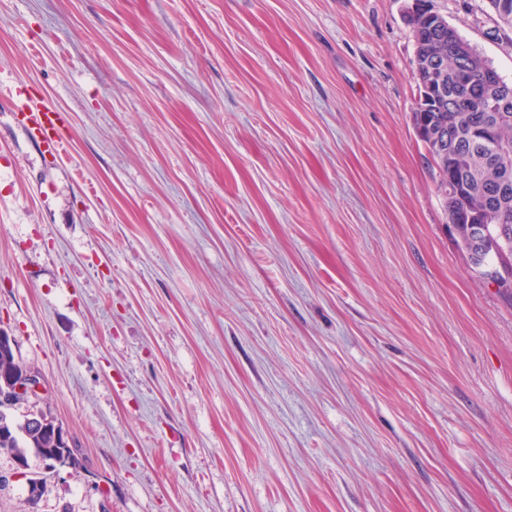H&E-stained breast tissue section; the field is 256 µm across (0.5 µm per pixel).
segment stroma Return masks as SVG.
I'll return each mask as SVG.
<instances>
[{"label":"stroma","mask_w":512,"mask_h":512,"mask_svg":"<svg viewBox=\"0 0 512 512\" xmlns=\"http://www.w3.org/2000/svg\"><path fill=\"white\" fill-rule=\"evenodd\" d=\"M411 0H0V330L81 461L0 512H512V304L412 112ZM512 80L488 0H427ZM11 109L17 126L45 154L56 157L64 152L67 137L64 112L53 107L32 106L20 91H16ZM462 222L463 221H461V220H454L453 222L450 223V224H460L459 235L455 237L457 244H458L459 248L461 249V251L463 252V250H464L463 242H464L465 236H466L467 224H473V226L471 227V229L469 231V236L472 241V248L467 253L466 259L472 268L483 269V268H485V264L483 261L482 249L478 250L475 248V246L476 245H480V246L484 245V235L486 234L485 228H484L483 224H479L480 223L479 220L473 216H470L467 219V222H466L467 224H461Z\"/></svg>","instance_id":"35a3bbf8"}]
</instances>
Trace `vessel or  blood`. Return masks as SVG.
Segmentation results:
<instances>
[{"mask_svg":"<svg viewBox=\"0 0 512 512\" xmlns=\"http://www.w3.org/2000/svg\"><path fill=\"white\" fill-rule=\"evenodd\" d=\"M14 120L27 137L51 157L63 153L67 126L64 112L53 107L34 106L24 97L11 104Z\"/></svg>","mask_w":512,"mask_h":512,"instance_id":"b4317fda","label":"vessel or blood"}]
</instances>
